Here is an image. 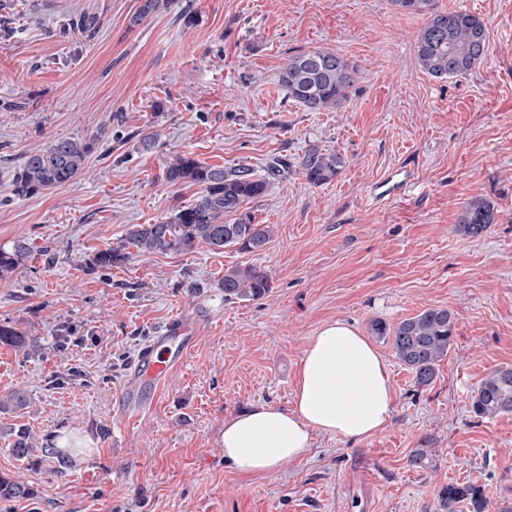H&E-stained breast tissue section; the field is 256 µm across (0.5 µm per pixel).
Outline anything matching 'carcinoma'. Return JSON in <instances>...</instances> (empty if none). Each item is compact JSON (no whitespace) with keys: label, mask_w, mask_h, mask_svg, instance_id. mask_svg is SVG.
<instances>
[{"label":"carcinoma","mask_w":512,"mask_h":512,"mask_svg":"<svg viewBox=\"0 0 512 512\" xmlns=\"http://www.w3.org/2000/svg\"><path fill=\"white\" fill-rule=\"evenodd\" d=\"M396 10L428 15L416 42L419 66L436 79L465 75L484 58L489 32L485 21L472 13L436 10L434 0H389ZM165 6V0H143L131 24L136 26ZM358 69L350 60L331 50L314 49L288 57L278 72V83L288 98L312 112L336 107L345 101L357 82ZM98 138L57 139L42 149L25 155L14 175V191L21 197H33L76 179L84 170ZM345 164L341 154L316 145L309 146L297 163L306 180L320 186L337 176ZM288 173V161L272 159L263 176L250 166L208 165L191 155H179L166 167L165 181L170 185L192 184L200 187L195 202L177 207L156 224H139L130 229L126 240L96 253L93 263L110 268L129 258L127 247L138 252L186 254L197 242L216 250L238 247L240 251L262 252L274 236L270 224L255 223L254 215L241 209L249 200L264 196L270 180ZM235 215L231 221L224 217ZM494 221V209L482 198H472L461 208L456 229L468 237L481 235ZM30 249L18 242L9 249L0 248V277L15 272L29 258ZM224 299L258 298L270 290L266 273L255 266L232 267L224 271ZM456 317L444 307H428L419 314L389 325L381 320L371 323L372 334L391 344L395 358L414 377L417 387L431 385L439 363L448 355L454 336ZM0 343L14 348L26 345L24 335L10 325H0ZM28 399L13 391L0 397V406L15 413L23 411ZM472 410L479 418L512 412V369L498 368L481 382ZM13 455L30 459L36 444L25 428L12 432ZM31 494V489L0 476V498L10 500ZM444 512H485L483 488L473 482L450 483L438 492Z\"/></svg>","instance_id":"cac0c4a2"}]
</instances>
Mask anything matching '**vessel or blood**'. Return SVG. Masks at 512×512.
Returning a JSON list of instances; mask_svg holds the SVG:
<instances>
[{
  "instance_id": "1",
  "label": "vessel or blood",
  "mask_w": 512,
  "mask_h": 512,
  "mask_svg": "<svg viewBox=\"0 0 512 512\" xmlns=\"http://www.w3.org/2000/svg\"><path fill=\"white\" fill-rule=\"evenodd\" d=\"M197 341L188 326L180 320L172 321L165 333L154 337L140 352L135 377L124 388L125 405H132L142 385L157 391L165 384L169 374L186 360Z\"/></svg>"
}]
</instances>
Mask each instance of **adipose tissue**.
I'll list each match as a JSON object with an SVG mask.
<instances>
[{"label":"adipose tissue","mask_w":512,"mask_h":512,"mask_svg":"<svg viewBox=\"0 0 512 512\" xmlns=\"http://www.w3.org/2000/svg\"><path fill=\"white\" fill-rule=\"evenodd\" d=\"M393 407L388 365L348 322H327L299 366L292 408L257 404L224 422V462L240 474L303 458L314 434L358 441L381 431Z\"/></svg>","instance_id":"obj_1"}]
</instances>
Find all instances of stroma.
I'll return each instance as SVG.
<instances>
[{
    "instance_id": "1",
    "label": "stroma",
    "mask_w": 512,
    "mask_h": 512,
    "mask_svg": "<svg viewBox=\"0 0 512 512\" xmlns=\"http://www.w3.org/2000/svg\"><path fill=\"white\" fill-rule=\"evenodd\" d=\"M141 0H0V247L31 255L0 279V475L33 494L0 512H439L451 482L481 485L486 512H512V413L478 418L481 381L512 368V0H436L489 31L485 59L435 79L416 58L427 18L388 0H169L132 25ZM323 48L355 63L346 101L309 112L277 73ZM158 143L140 151L143 134ZM99 141L75 180L22 198L25 154L62 138ZM346 164L314 186L300 172L244 203L276 233L262 252L196 243L184 255H94L191 204L195 186L164 180L178 154L265 171L309 145ZM490 202L481 236L455 230L464 202ZM255 266L271 290L225 301V269ZM457 317L434 382L416 387L389 342L374 339L394 392L385 429L359 443L324 434L299 461L254 477L225 465L226 418L257 403L291 406L312 336L342 318L370 335L425 308ZM198 340L130 427L117 411L138 351L170 320ZM39 447L10 452L11 428ZM428 441V467L408 457ZM64 447L67 469L42 447Z\"/></svg>"
}]
</instances>
